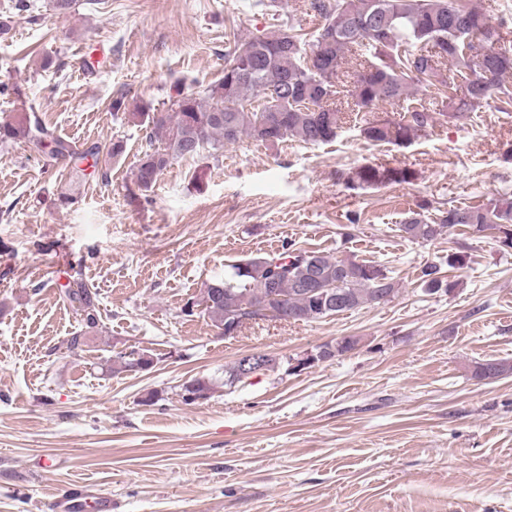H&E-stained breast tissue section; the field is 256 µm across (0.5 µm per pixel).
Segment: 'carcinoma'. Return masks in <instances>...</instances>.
Segmentation results:
<instances>
[{
    "label": "carcinoma",
    "mask_w": 512,
    "mask_h": 512,
    "mask_svg": "<svg viewBox=\"0 0 512 512\" xmlns=\"http://www.w3.org/2000/svg\"><path fill=\"white\" fill-rule=\"evenodd\" d=\"M310 9L320 26L310 37L290 23L269 35L255 36L227 54L224 78L197 92H186L181 81L166 112L149 103L128 113L146 126V148L135 178L139 190L149 191L160 174L178 159L217 152L243 137L275 146L288 139L319 145L336 139L341 110L328 101L338 94L345 54L365 52L352 74L347 93L359 112H372L381 103H404L399 120L366 122L364 138L374 144L407 147L428 124L427 108L410 104L412 83L425 81L452 91L442 101L448 118L479 110L493 96L506 105L512 90V51L501 46L498 28L488 23L482 9L466 0H311ZM492 45L482 69L472 61L465 44ZM0 142H23L53 154H68L82 177L99 173V152L76 151L21 112L0 122ZM92 171L81 165L88 159ZM410 168L372 165L358 168V185L409 183ZM495 230L501 243L512 248V200L490 199L478 206L450 207L430 220L411 212L402 230L413 239L432 241L458 225ZM232 278L206 285L210 304L199 310L226 336H235L249 322L265 317L263 311H281L293 321L310 322L333 314L389 301L396 283L379 265L352 258L332 257L318 251L285 246L283 252L251 258L232 265ZM420 279L429 292H450L458 282L444 279L440 268L429 264ZM63 295L82 312L89 329L97 326L96 294L81 283L66 286ZM358 344L349 336L321 350L323 359L348 352ZM512 375V362L489 360L477 364L473 376L495 381ZM194 398L209 396L203 379L186 384Z\"/></svg>",
    "instance_id": "carcinoma-1"
}]
</instances>
